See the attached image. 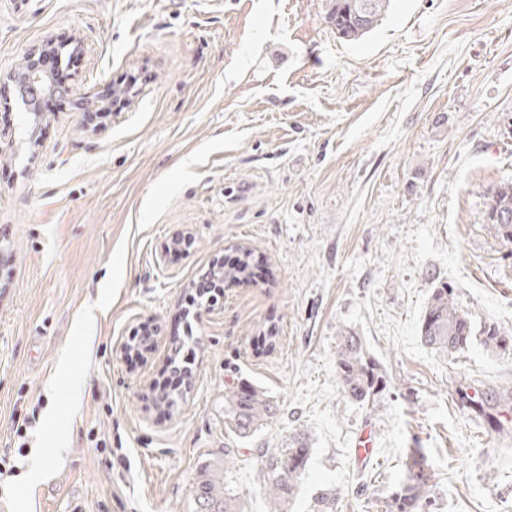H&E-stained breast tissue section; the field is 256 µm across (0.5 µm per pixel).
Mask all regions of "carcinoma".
<instances>
[{
    "mask_svg": "<svg viewBox=\"0 0 512 512\" xmlns=\"http://www.w3.org/2000/svg\"><path fill=\"white\" fill-rule=\"evenodd\" d=\"M390 0H329L327 22L345 40H357L371 31L383 18ZM487 223L497 235L512 242V181L504 182L489 193ZM420 335L436 350L451 351L467 347L473 340L472 314L454 300L453 288L440 283L432 288L422 316ZM486 351L499 354L512 351V336L499 326L487 323L481 333ZM336 373L344 392L356 401L367 400L383 384L376 364L368 357L360 337L340 336L336 355ZM274 402L251 383L243 382L225 399L226 422L242 437H250L272 419ZM311 455L309 439L299 433L284 448L263 453L267 473L264 487L274 501H286L299 488ZM226 462L216 461L200 468L191 486L194 512H241L236 498L224 486ZM432 474L422 449L407 453L406 470L401 483L392 492L391 512H426Z\"/></svg>",
    "mask_w": 512,
    "mask_h": 512,
    "instance_id": "carcinoma-1",
    "label": "carcinoma"
}]
</instances>
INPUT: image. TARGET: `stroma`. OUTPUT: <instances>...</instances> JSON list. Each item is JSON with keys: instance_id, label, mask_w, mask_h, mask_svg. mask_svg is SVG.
Instances as JSON below:
<instances>
[{"instance_id": "1", "label": "stroma", "mask_w": 512, "mask_h": 512, "mask_svg": "<svg viewBox=\"0 0 512 512\" xmlns=\"http://www.w3.org/2000/svg\"><path fill=\"white\" fill-rule=\"evenodd\" d=\"M328 3L0 0V75L52 39L70 89L33 148L0 100V451L34 419L0 493L13 512H193L198 470L223 456L243 512H269L261 454L300 432L288 512L326 489L336 512H389L414 446L432 512H512V353L420 336L441 282L475 327L512 336V243L485 218L512 180V0H391L355 41ZM130 81L132 105L85 127L76 102ZM183 235L192 248L171 253ZM241 245L264 280L198 310L190 386L157 407L184 294ZM145 324L153 348L128 360ZM344 332L384 379L370 400L339 384ZM64 355L85 380L67 398ZM243 381L277 406L248 438L224 423ZM39 457L51 469L30 489Z\"/></svg>"}]
</instances>
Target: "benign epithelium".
<instances>
[{"label":"benign epithelium","instance_id":"7a95c632","mask_svg":"<svg viewBox=\"0 0 512 512\" xmlns=\"http://www.w3.org/2000/svg\"><path fill=\"white\" fill-rule=\"evenodd\" d=\"M58 51L55 42L47 40L38 47L30 49L23 60V64L10 70L0 78V95L5 100L15 97L21 110L31 118L27 140L35 145L38 143V131L46 121V113L38 107V101L43 94L66 93L68 88L55 86L42 66L39 57ZM131 94L125 87H113L107 95L101 99H85L83 121L86 124L93 123L97 117L108 115L129 103Z\"/></svg>","mask_w":512,"mask_h":512}]
</instances>
